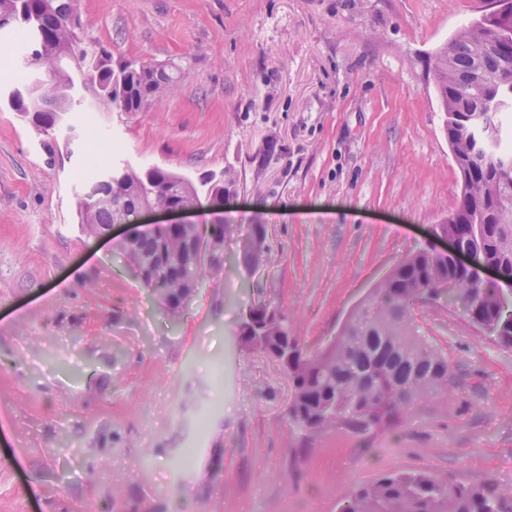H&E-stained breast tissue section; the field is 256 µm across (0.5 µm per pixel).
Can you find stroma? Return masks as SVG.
<instances>
[{
	"mask_svg": "<svg viewBox=\"0 0 512 512\" xmlns=\"http://www.w3.org/2000/svg\"><path fill=\"white\" fill-rule=\"evenodd\" d=\"M89 47L181 69L160 108L80 89L81 141L48 154L0 82V512H337L389 471L512 486V351L448 305L412 327L445 395L391 432L309 445L279 365L237 341L260 298L328 345L461 195L434 55L486 0H78ZM223 174V220L268 227L262 263L207 271L179 315L78 227L76 172ZM195 463L183 469L184 449Z\"/></svg>",
	"mask_w": 512,
	"mask_h": 512,
	"instance_id": "1",
	"label": "stroma"
}]
</instances>
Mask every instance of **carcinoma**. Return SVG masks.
<instances>
[{"instance_id":"1","label":"carcinoma","mask_w":512,"mask_h":512,"mask_svg":"<svg viewBox=\"0 0 512 512\" xmlns=\"http://www.w3.org/2000/svg\"><path fill=\"white\" fill-rule=\"evenodd\" d=\"M81 26L75 0H0V30L15 29L31 69L19 75L26 80L24 90L12 91L9 102L39 135L41 125L31 116L43 114L46 104L51 106L48 118L74 125V88L81 72L66 66L65 56L72 49L80 50L99 98L120 112L158 107L183 81L179 69L132 61L116 65L110 52L80 47ZM434 70L442 109L455 116L447 123L448 143L454 156L468 161L461 174L460 204L439 228L512 280V170L475 152L476 133L467 120V113L481 112L487 125L500 130L497 113L485 109V100L503 78L512 76V43L502 41L491 24L475 21L437 51ZM141 200L159 205L201 202L190 180L160 168L147 173L130 166L103 171L83 185L78 201L81 233L92 236L98 225L112 223L115 206L133 208ZM448 278L457 281L460 297L471 301L469 321L479 328L497 323L493 340L512 350V317L504 316L498 285L477 284L470 272L432 249L400 260L375 289L365 314L318 352L288 335V318L277 308L255 312L254 326L239 337L269 357L287 356L279 363L294 393L287 416L306 438L336 427L327 420L333 411L343 414L352 429L389 432L402 423L412 404L448 390V359L410 329L411 307L433 296L436 284ZM143 286L171 314L181 312L183 284L178 279L160 271ZM338 512H512V488L451 484L430 471L386 472L342 499Z\"/></svg>"}]
</instances>
